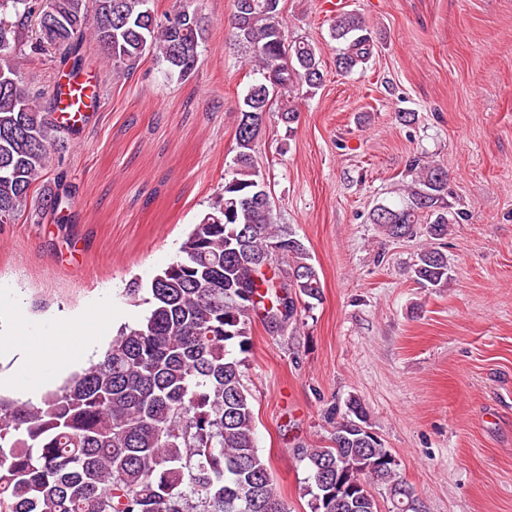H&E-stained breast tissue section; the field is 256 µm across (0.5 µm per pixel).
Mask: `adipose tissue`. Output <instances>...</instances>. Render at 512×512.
Masks as SVG:
<instances>
[{"label": "adipose tissue", "instance_id": "obj_1", "mask_svg": "<svg viewBox=\"0 0 512 512\" xmlns=\"http://www.w3.org/2000/svg\"><path fill=\"white\" fill-rule=\"evenodd\" d=\"M111 305H103L96 320L86 321L75 318L70 323V331L77 348L69 357L49 361L46 352L26 345L21 339H14L11 350L20 354L26 361L27 370L9 376L0 375V392L10 391L24 398L38 397L52 385L54 377L66 374L89 356L97 353L102 345L106 332L117 322Z\"/></svg>", "mask_w": 512, "mask_h": 512}]
</instances>
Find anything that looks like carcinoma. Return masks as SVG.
I'll list each match as a JSON object with an SVG mask.
<instances>
[{
	"mask_svg": "<svg viewBox=\"0 0 512 512\" xmlns=\"http://www.w3.org/2000/svg\"><path fill=\"white\" fill-rule=\"evenodd\" d=\"M33 17L31 52L52 50L70 78L81 75L90 40L114 77L150 55L168 76L186 80L207 34L196 10L184 6L160 20L151 0H0V224L28 220L32 202L59 220L69 205L67 192L48 193L44 181L55 135H76L80 126L58 120L57 99L32 91L15 62ZM225 31L253 58V80L237 105L231 177L199 215L180 258L152 279L149 314L122 329L103 359L38 403L0 396V512H288L256 443L244 359L228 346L249 351L251 318L279 311L284 284L290 320L298 305L322 301L309 250L291 226L271 223L252 151L266 103L276 102L291 133L300 118L295 87L313 95L324 74L312 44L288 40L281 0H234ZM329 35L340 44V75L371 59L361 14H337ZM408 173L407 197L377 206L370 220L406 238L427 218L413 273L436 287L448 282V258L434 242L469 215L453 211L444 167L414 158ZM274 248L288 265L286 279L260 269ZM240 290L252 298L238 297ZM330 442L303 455L310 512H379L375 484L391 512H414L405 508L413 488L359 400L348 401Z\"/></svg>",
	"mask_w": 512,
	"mask_h": 512,
	"instance_id": "carcinoma-1",
	"label": "carcinoma"
}]
</instances>
